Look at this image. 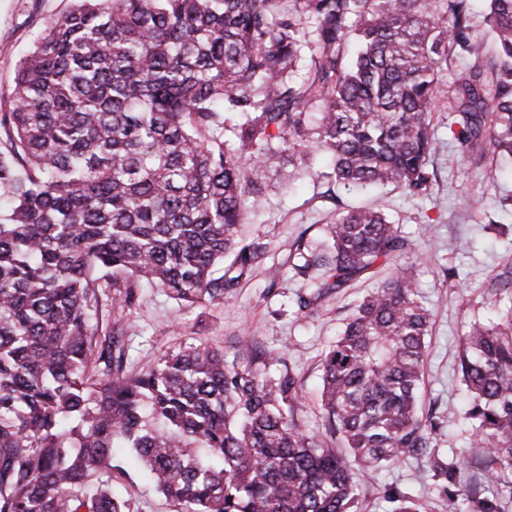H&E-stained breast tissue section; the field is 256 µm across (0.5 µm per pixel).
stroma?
I'll return each mask as SVG.
<instances>
[{
  "label": "stroma",
  "instance_id": "obj_1",
  "mask_svg": "<svg viewBox=\"0 0 512 512\" xmlns=\"http://www.w3.org/2000/svg\"><path fill=\"white\" fill-rule=\"evenodd\" d=\"M72 5L73 0H0V93L7 92L19 58L33 47L46 20ZM433 122L438 180L432 195L411 198L390 187L350 191L310 174L289 189H270L248 227L250 236L268 242V251L232 295L183 310L164 292L144 288L131 315L112 310V318L123 321L128 367L140 368L196 338L221 347L228 361L253 363L271 376L292 368L301 394L295 417L309 434L324 435L322 355L356 303L393 270L374 268L369 277L329 291L302 311L297 306L302 282L291 268L296 241L315 243L336 211L378 206L419 248L404 263L432 314L422 413L438 424L440 449L464 454L473 430L461 417L465 389L457 370L458 346L467 322L495 318L512 303V296L497 297L489 289L490 281L512 266V216L496 206L497 199L512 197V175L456 151L447 109H438ZM393 485L409 491L425 512H448L426 460L419 458L382 467L372 478L359 480L363 512H391L386 491ZM112 486L131 499L138 512H178L177 505L150 484L140 461L122 449L112 456Z\"/></svg>",
  "mask_w": 512,
  "mask_h": 512
}]
</instances>
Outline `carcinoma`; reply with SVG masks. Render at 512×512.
I'll return each mask as SVG.
<instances>
[{
	"label": "carcinoma",
	"mask_w": 512,
	"mask_h": 512,
	"mask_svg": "<svg viewBox=\"0 0 512 512\" xmlns=\"http://www.w3.org/2000/svg\"><path fill=\"white\" fill-rule=\"evenodd\" d=\"M487 2L490 57L469 0H74L46 22L0 112V512H135L112 489L116 448L179 512H361L347 459L294 416L291 369L191 342L129 370L100 312L145 285L184 306L232 293L267 250L243 234L252 204L319 156L348 189L430 194L442 97L460 153L512 168V0ZM457 50L472 62L449 85ZM322 234L297 246L305 288L396 269L321 360L326 430L364 476L423 457L448 505L501 512L460 473L476 458L512 489V306L460 338L473 440L449 461L419 412L416 244L372 206Z\"/></svg>",
	"instance_id": "cac0c4a2"
}]
</instances>
